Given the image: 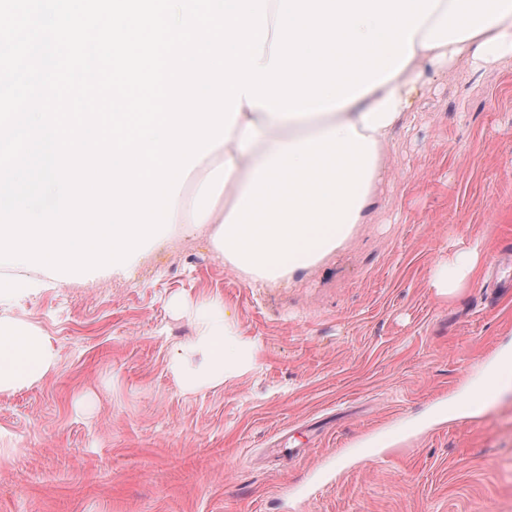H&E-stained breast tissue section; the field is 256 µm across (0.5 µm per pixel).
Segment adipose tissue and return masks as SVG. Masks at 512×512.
<instances>
[{
  "mask_svg": "<svg viewBox=\"0 0 512 512\" xmlns=\"http://www.w3.org/2000/svg\"><path fill=\"white\" fill-rule=\"evenodd\" d=\"M402 70L347 105L308 116L280 117L241 105L229 138L190 197L178 196L180 231L209 226L212 244L255 282L283 281L333 254L365 223L386 171L381 152L408 121L429 75L475 73L512 59V0H439L412 36ZM479 245L441 264L431 281L452 295L476 266ZM172 306L197 327L191 344L202 359L174 353L170 370L182 390L222 385L252 370L257 346L228 319L221 300ZM58 366L53 340L31 322L0 315V393L33 386Z\"/></svg>",
  "mask_w": 512,
  "mask_h": 512,
  "instance_id": "ef3b65f1",
  "label": "adipose tissue"
}]
</instances>
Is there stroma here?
<instances>
[{
  "label": "stroma",
  "mask_w": 512,
  "mask_h": 512,
  "mask_svg": "<svg viewBox=\"0 0 512 512\" xmlns=\"http://www.w3.org/2000/svg\"><path fill=\"white\" fill-rule=\"evenodd\" d=\"M383 165L368 222L287 283L251 285L175 224L125 278L18 268L44 287L0 314L59 363L0 394V512H512V388L462 405L512 358V293L490 286L512 279V61L426 81ZM476 241L462 291L437 295L438 264ZM176 297L220 298L257 368L182 391ZM315 466L308 501L282 497Z\"/></svg>",
  "instance_id": "obj_1"
}]
</instances>
